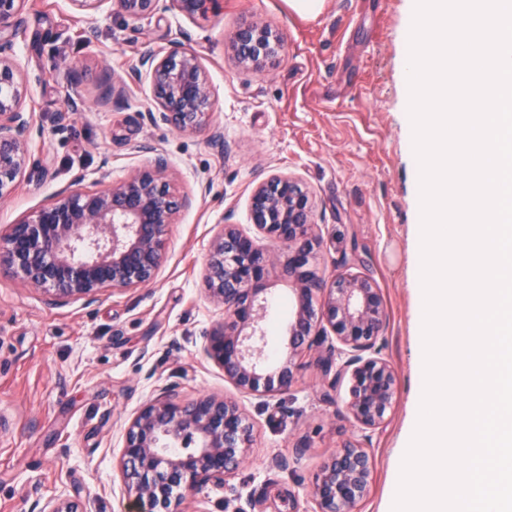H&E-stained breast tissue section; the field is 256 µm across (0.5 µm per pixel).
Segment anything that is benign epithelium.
I'll return each mask as SVG.
<instances>
[{
    "label": "benign epithelium",
    "instance_id": "obj_1",
    "mask_svg": "<svg viewBox=\"0 0 512 512\" xmlns=\"http://www.w3.org/2000/svg\"><path fill=\"white\" fill-rule=\"evenodd\" d=\"M26 0H0V201L9 199L31 164L30 143L41 134L26 102L14 45L23 31ZM218 0H113L120 13L141 19L159 10L187 19L216 11ZM239 63L260 67L272 60L280 37L250 23L230 39ZM150 81L156 124L183 133L210 132L215 91L199 56L175 41L165 53L142 52L116 80L124 96ZM190 199L171 183L169 164L158 152L147 166L118 182L104 170L94 187L79 177L36 210L0 230V271L42 291L50 306L73 300L92 303L110 289L126 291L152 283L177 214ZM253 225L272 242L264 246L233 224L223 225L204 268L209 301L223 315L207 334L204 351L224 369V379L242 393L272 396L296 382L298 360L331 335L337 374H350L348 410L361 425L381 424L395 393V378L376 343L386 325L379 288L368 277L341 275L328 283L316 265L321 246L313 231L307 192L288 176H271L251 191ZM291 284L292 311L277 365L265 367L264 339L272 276ZM251 425L237 404L200 396L183 400L171 388L145 403L131 419L119 458L123 493L133 512H183L184 501L208 484L222 485L247 457ZM371 459L347 445L316 473L302 512H353L369 491ZM38 512H83L66 494L37 502Z\"/></svg>",
    "mask_w": 512,
    "mask_h": 512
}]
</instances>
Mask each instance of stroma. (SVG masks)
<instances>
[{
	"mask_svg": "<svg viewBox=\"0 0 512 512\" xmlns=\"http://www.w3.org/2000/svg\"><path fill=\"white\" fill-rule=\"evenodd\" d=\"M411 0H324L316 17L286 0H220L193 20L171 12L132 20L110 4L89 15L69 0H27L16 53L43 130L30 144L34 165L0 204V228L38 208L75 178L92 183L109 158L113 179L166 156L192 206L170 229L157 280L105 292L92 304L47 305L42 291L0 273V512H30L65 492L89 512H127L118 460L137 410L160 389L180 398L237 400L253 424L245 462L225 484L208 485L186 512H290L314 475L348 443L372 456L369 493L354 512H387L412 405L422 388L416 366L414 224L419 189L405 123L402 72ZM257 21L282 39L275 62L239 65L229 38ZM179 41L209 72L217 104L207 133L153 124L142 81L127 98L101 103L110 75L142 51ZM84 112L65 128L57 116L71 94ZM288 175L308 192L322 239L321 274L354 273L379 288L386 327L377 343L396 375L383 422L367 429L347 412L350 377L323 372L327 343L314 346L287 393L245 395L203 352L221 314L203 274L225 224L252 231L250 194L262 179ZM266 357L279 355L291 312L288 284H268Z\"/></svg>",
	"mask_w": 512,
	"mask_h": 512,
	"instance_id": "obj_1",
	"label": "stroma"
}]
</instances>
